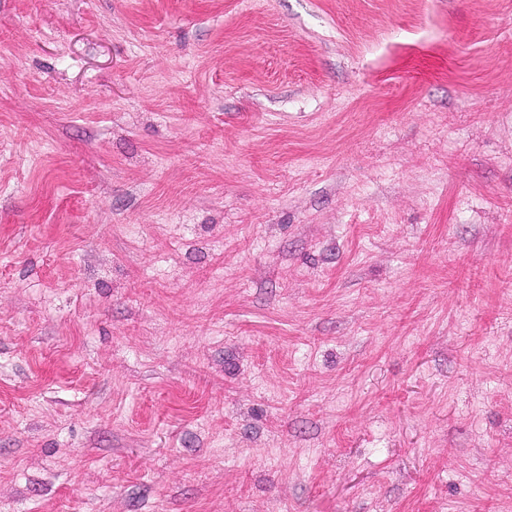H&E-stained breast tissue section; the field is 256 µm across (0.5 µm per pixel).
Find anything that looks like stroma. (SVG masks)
<instances>
[{"label":"stroma","mask_w":512,"mask_h":512,"mask_svg":"<svg viewBox=\"0 0 512 512\" xmlns=\"http://www.w3.org/2000/svg\"><path fill=\"white\" fill-rule=\"evenodd\" d=\"M0 512H512V0H0Z\"/></svg>","instance_id":"35a3bbf8"}]
</instances>
